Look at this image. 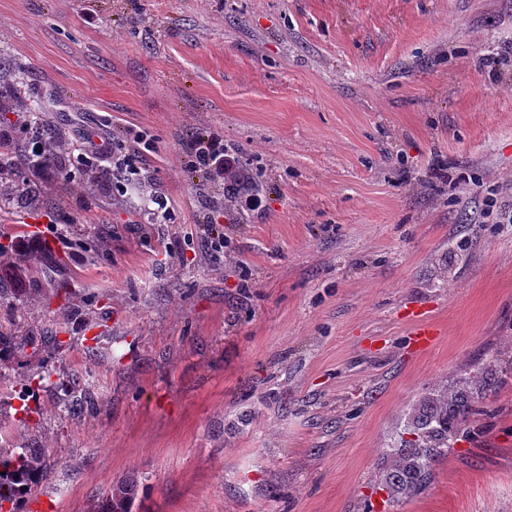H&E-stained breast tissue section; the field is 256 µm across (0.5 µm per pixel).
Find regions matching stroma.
<instances>
[{
  "label": "stroma",
  "instance_id": "1",
  "mask_svg": "<svg viewBox=\"0 0 512 512\" xmlns=\"http://www.w3.org/2000/svg\"><path fill=\"white\" fill-rule=\"evenodd\" d=\"M0 120L19 102L71 153L146 131L153 222L112 170L27 174L0 209L62 224L39 305L0 329L59 335L28 421L0 370V436L52 470L15 512H512V384L429 487L393 509L379 462L434 387L512 351V0H0ZM199 133L257 182L225 206L185 169ZM224 235L214 251L208 233ZM93 310L65 320L68 296ZM439 335L408 336L415 314ZM137 495V483L124 480L112 485L105 497L99 498L89 512H131Z\"/></svg>",
  "mask_w": 512,
  "mask_h": 512
}]
</instances>
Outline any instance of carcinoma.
<instances>
[{"mask_svg": "<svg viewBox=\"0 0 512 512\" xmlns=\"http://www.w3.org/2000/svg\"><path fill=\"white\" fill-rule=\"evenodd\" d=\"M23 165L18 166L4 159V171L11 186L0 193V206L10 202L11 196L25 186L26 171L36 170L37 153L23 155ZM33 352L65 346L57 336H45L35 342L17 340L11 332L0 329V365L7 366L10 356L27 346ZM489 370L482 376H468L454 386L427 393L404 425V437L400 444L389 449L383 457L382 476L386 502L398 507L407 499L424 491L431 482L437 462L448 455V448L457 437V425L478 412L480 404L490 396V391L508 384L512 378V359L501 366L495 357L488 364ZM48 459L45 451H35L21 445L0 447V512H14L17 498L37 488L45 479ZM137 495V483L124 480L112 486L106 496L98 499L89 512H131Z\"/></svg>", "mask_w": 512, "mask_h": 512, "instance_id": "cac0c4a2", "label": "carcinoma"}]
</instances>
